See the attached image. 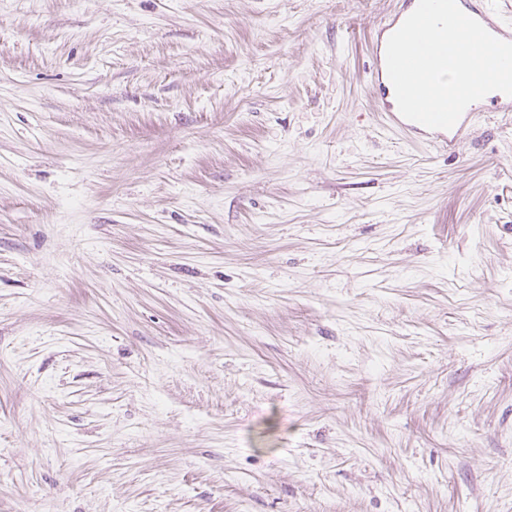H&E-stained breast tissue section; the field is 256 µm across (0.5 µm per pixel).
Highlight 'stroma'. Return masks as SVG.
Listing matches in <instances>:
<instances>
[{"instance_id": "1", "label": "stroma", "mask_w": 512, "mask_h": 512, "mask_svg": "<svg viewBox=\"0 0 512 512\" xmlns=\"http://www.w3.org/2000/svg\"><path fill=\"white\" fill-rule=\"evenodd\" d=\"M397 0H0V512H512V113L381 124ZM418 0H400L398 9L376 31L371 42L372 66L369 70L375 90L377 107L383 126L402 134L406 139H420L433 144L442 152L454 151L465 138V133L476 117L477 112H512V97L495 95L487 98L479 109L464 112L457 124L449 130L428 129L423 125L407 120L400 114L393 85L386 68V45L395 32L417 7Z\"/></svg>"}]
</instances>
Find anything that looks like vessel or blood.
Here are the masks:
<instances>
[{
    "label": "vessel or blood",
    "mask_w": 512,
    "mask_h": 512,
    "mask_svg": "<svg viewBox=\"0 0 512 512\" xmlns=\"http://www.w3.org/2000/svg\"><path fill=\"white\" fill-rule=\"evenodd\" d=\"M418 0H400L398 9L375 32L371 42L372 66L369 70L375 90L377 107L384 127L402 134L406 139H420L433 144L443 152L454 151L465 137V133L475 118V111L463 113L457 124L448 130L429 129L407 120L400 114L393 85L386 68V45L390 35L395 32L417 7ZM469 9L493 36L512 42V22L504 19L495 9L492 0H470Z\"/></svg>",
    "instance_id": "obj_1"
}]
</instances>
